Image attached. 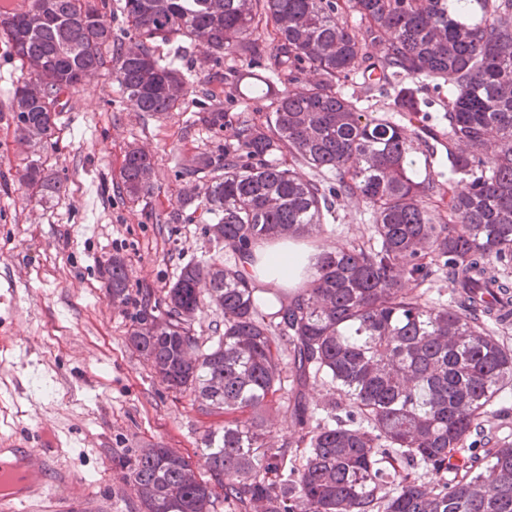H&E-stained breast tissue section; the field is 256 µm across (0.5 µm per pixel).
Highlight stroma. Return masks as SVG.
<instances>
[{
	"label": "stroma",
	"instance_id": "stroma-1",
	"mask_svg": "<svg viewBox=\"0 0 512 512\" xmlns=\"http://www.w3.org/2000/svg\"><path fill=\"white\" fill-rule=\"evenodd\" d=\"M155 57L178 59L191 91L178 109L138 111L107 70L69 96L47 143L15 134L11 99L21 76L0 40V448L39 447L54 469L85 482L94 512H143L126 461L144 448H170L199 461L209 427L191 391L168 390L128 336L145 297L160 300L181 268L232 263L204 231V203L218 168L198 157L235 145L241 124L265 125L268 100L244 101L247 81L230 58L206 59L175 35L155 41ZM364 111L409 124L389 112L390 89L366 90L361 75L341 81ZM224 114L221 130L205 118ZM152 157L154 188L134 200L120 193L128 150ZM53 169L63 188L40 201L21 179L26 166ZM373 210L362 198L334 199L316 247L370 246ZM124 258L126 303L112 301L98 275L110 256Z\"/></svg>",
	"mask_w": 512,
	"mask_h": 512
}]
</instances>
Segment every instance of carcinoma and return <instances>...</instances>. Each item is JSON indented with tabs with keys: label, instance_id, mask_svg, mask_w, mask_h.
Instances as JSON below:
<instances>
[{
	"label": "carcinoma",
	"instance_id": "cac0c4a2",
	"mask_svg": "<svg viewBox=\"0 0 512 512\" xmlns=\"http://www.w3.org/2000/svg\"><path fill=\"white\" fill-rule=\"evenodd\" d=\"M259 5L275 28L269 44L255 34ZM346 8L364 29L343 20ZM123 11L129 47L83 0H31L25 12L0 14V36L21 63L22 138H52L60 97L78 92L77 73L103 68L110 49L113 79L138 111L176 109L189 81L149 46L172 35L205 42L214 61L247 63L246 97L272 106L267 126L243 124L237 146L201 159L224 169L208 189L205 230L234 263L185 266L128 337L167 388L224 414L201 449L207 481L170 448L127 461L144 512H216L220 500L225 512H512V443L483 455L469 443L512 390V350L489 329L512 320V283L500 273L512 264V0H124ZM367 40L376 53H360ZM266 58L287 71L279 89L253 72ZM359 70L392 88L393 111L415 115L428 83H448V135L433 133L448 138V184L420 174L404 126L340 92ZM308 71L320 79L296 89ZM284 148L289 166L273 158ZM297 162L338 173L336 186L305 178ZM152 177L150 156L129 150L122 191L145 194ZM23 180L43 199L62 189L57 173L34 165ZM444 194L446 224L427 205ZM348 195L373 209L372 246L321 250L310 287L286 301L253 286L241 261L256 243L319 233L330 197ZM425 249L448 271L450 308L404 288L431 274L418 261ZM100 278L112 301L128 299L123 258L107 259ZM207 303L224 313V330L201 345L192 322ZM285 356L300 436L274 448L261 413L288 394ZM318 382L337 394L323 415L303 393Z\"/></svg>",
	"mask_w": 512,
	"mask_h": 512
}]
</instances>
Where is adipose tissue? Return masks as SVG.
<instances>
[{
    "label": "adipose tissue",
    "instance_id": "ef3b65f1",
    "mask_svg": "<svg viewBox=\"0 0 512 512\" xmlns=\"http://www.w3.org/2000/svg\"><path fill=\"white\" fill-rule=\"evenodd\" d=\"M317 254V249L301 239H275L253 249L245 272L259 285L293 293L313 280Z\"/></svg>",
    "mask_w": 512,
    "mask_h": 512
}]
</instances>
